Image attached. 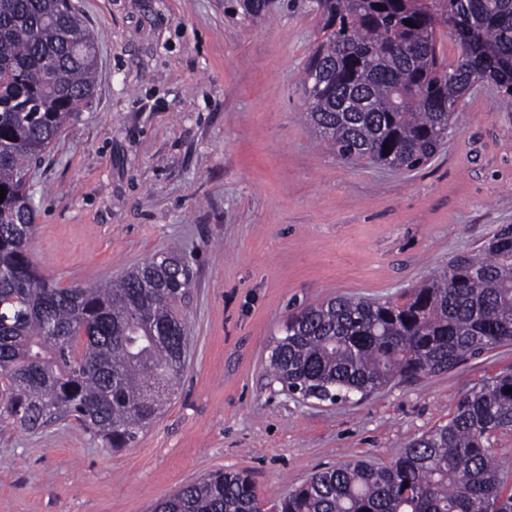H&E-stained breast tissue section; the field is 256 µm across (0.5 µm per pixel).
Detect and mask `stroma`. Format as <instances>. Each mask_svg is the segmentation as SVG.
<instances>
[{
    "mask_svg": "<svg viewBox=\"0 0 512 512\" xmlns=\"http://www.w3.org/2000/svg\"><path fill=\"white\" fill-rule=\"evenodd\" d=\"M97 42L94 96L29 184L34 264L64 286L188 259L185 368L160 418L111 449L77 421L0 416V512H148L216 471L266 505L312 473L388 461L512 371V343L367 398L283 389L269 356L294 311L401 297L512 224V100L488 83L423 168L348 162L305 118L320 39L308 0H71Z\"/></svg>",
    "mask_w": 512,
    "mask_h": 512,
    "instance_id": "35a3bbf8",
    "label": "stroma"
}]
</instances>
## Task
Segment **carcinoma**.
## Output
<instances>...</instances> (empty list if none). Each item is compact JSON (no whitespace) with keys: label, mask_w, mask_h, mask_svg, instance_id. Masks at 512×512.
<instances>
[{"label":"carcinoma","mask_w":512,"mask_h":512,"mask_svg":"<svg viewBox=\"0 0 512 512\" xmlns=\"http://www.w3.org/2000/svg\"><path fill=\"white\" fill-rule=\"evenodd\" d=\"M314 2L323 38L302 80L306 116L344 159L414 170L444 144L474 84L512 97V0ZM443 29L460 50L453 64L438 48ZM96 67L95 38L71 0H0V409L27 431L72 417L114 449L157 418L182 375L177 303L192 269L162 254L106 284L62 287L31 260L28 171L93 96ZM283 332L269 360L275 379L322 401L365 398L511 342L512 225L400 300L338 296L289 315ZM508 388L512 372L390 461L317 471L271 512H512V475L487 447L512 430ZM153 512L265 509L249 475L225 471Z\"/></svg>","instance_id":"1"}]
</instances>
